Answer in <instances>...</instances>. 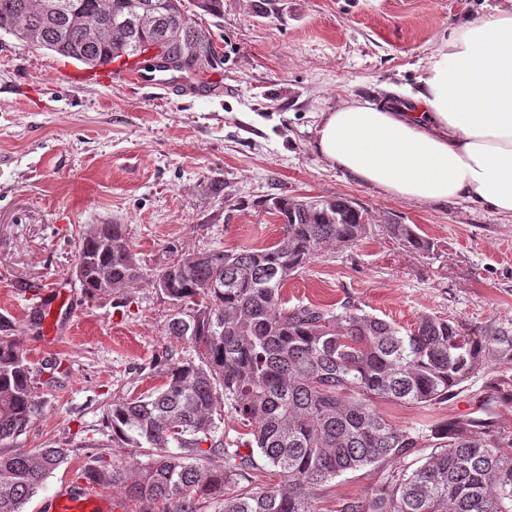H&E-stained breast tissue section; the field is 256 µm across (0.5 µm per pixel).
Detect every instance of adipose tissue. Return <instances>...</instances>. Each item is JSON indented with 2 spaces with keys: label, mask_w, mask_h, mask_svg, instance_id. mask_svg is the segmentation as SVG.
Masks as SVG:
<instances>
[{
  "label": "adipose tissue",
  "mask_w": 512,
  "mask_h": 512,
  "mask_svg": "<svg viewBox=\"0 0 512 512\" xmlns=\"http://www.w3.org/2000/svg\"><path fill=\"white\" fill-rule=\"evenodd\" d=\"M402 93L412 110L356 102L323 113L316 152L396 198L512 215V12L456 28Z\"/></svg>",
  "instance_id": "obj_1"
}]
</instances>
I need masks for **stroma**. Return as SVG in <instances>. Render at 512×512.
I'll use <instances>...</instances> for the list:
<instances>
[{
	"label": "stroma",
	"mask_w": 512,
	"mask_h": 512,
	"mask_svg": "<svg viewBox=\"0 0 512 512\" xmlns=\"http://www.w3.org/2000/svg\"><path fill=\"white\" fill-rule=\"evenodd\" d=\"M212 43L203 97L140 88L0 35V337L26 353L38 410L9 454L63 448L68 457L24 507L104 465L131 468L137 448L112 443L113 402L166 380V357L191 356L169 334L172 304L148 280L182 254L264 247L281 237L265 199L345 196L367 212L363 239L315 258L284 288L289 306L352 301L413 327L436 316L484 327L512 318V215L477 204L395 198L329 166L314 149L322 113L356 100L381 104L416 85L450 30L512 0H224L222 17L183 0ZM411 224L432 241L419 252L388 231ZM124 224L146 282L125 297H85L71 275L75 240ZM58 280L65 330L46 342L34 323L44 283ZM512 368L478 375L448 401L422 407L377 401L388 421L415 428L486 407L491 428L512 431ZM386 471L367 466L331 481L319 512L364 499Z\"/></svg>",
	"instance_id": "1"
}]
</instances>
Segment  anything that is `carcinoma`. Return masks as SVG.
Instances as JSON below:
<instances>
[{
  "label": "carcinoma",
  "instance_id": "1",
  "mask_svg": "<svg viewBox=\"0 0 512 512\" xmlns=\"http://www.w3.org/2000/svg\"><path fill=\"white\" fill-rule=\"evenodd\" d=\"M48 19L43 0H0V31L19 38L12 18L23 13L39 30L34 46L94 67L145 56L157 43L144 14L171 20L181 0H67ZM198 46L214 51L191 18L169 28L164 52ZM282 240L265 248L200 249L150 283L176 308L169 333L193 354L169 364L166 382L151 393L118 401L106 412L112 442L141 448L134 470L98 469L103 484H126L129 498L160 512H316L319 492L347 472L397 464L418 451L423 434L389 423L374 401L435 405L481 372L512 367V319L480 329L426 316L403 330L347 300L328 311L286 308L288 277L325 250L353 245L365 234L367 212L345 197L274 196ZM394 238L428 252L433 244L409 224H391ZM74 263L84 293L101 284L114 294L144 279L127 226L99 224L78 238ZM227 407L252 439L230 448L217 436L218 405ZM24 351L0 338V445L23 432L35 412ZM435 451L410 473L387 472L369 499L340 512H512V431L490 429L479 417L429 426ZM259 451L279 483L224 496V483L260 478ZM220 454L223 468L209 466ZM63 448L0 455V512H24L52 472Z\"/></svg>",
  "mask_w": 512,
  "mask_h": 512
}]
</instances>
